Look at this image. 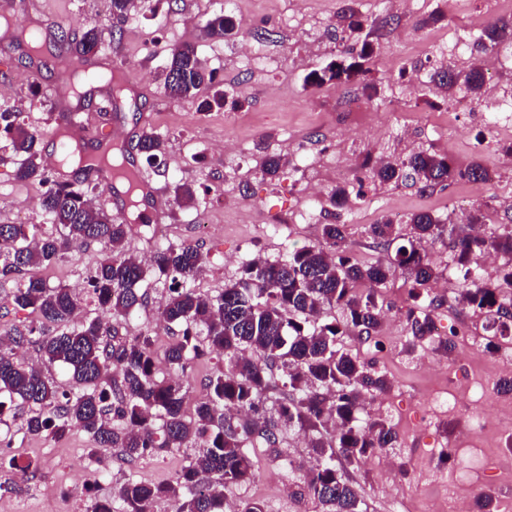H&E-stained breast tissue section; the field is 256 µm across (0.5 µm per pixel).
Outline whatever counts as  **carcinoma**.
Returning a JSON list of instances; mask_svg holds the SVG:
<instances>
[{
    "label": "carcinoma",
    "instance_id": "obj_1",
    "mask_svg": "<svg viewBox=\"0 0 512 512\" xmlns=\"http://www.w3.org/2000/svg\"><path fill=\"white\" fill-rule=\"evenodd\" d=\"M364 25L351 7L337 15L336 28L344 42L361 34ZM205 29L220 39L239 35L232 17L224 14L208 19ZM507 31L496 22L485 27L476 43L478 52L503 44ZM102 36L94 23L78 38L64 32L53 57L65 66L82 61L98 52ZM372 56L373 46L365 39L352 61L333 59L311 72L307 81L316 86L348 84L370 72L366 64ZM207 79L214 77H206L193 44L170 49L164 78L169 96L191 98ZM430 79L447 93L459 83L476 99L483 91L484 75L478 69L461 77L442 65ZM0 136L10 141L18 157V178L42 175L34 132L12 113L0 112ZM137 147L150 159L164 153V141L153 132L142 133ZM372 175L381 182L410 181L423 189L458 178L491 180L482 164L457 170L448 156L424 149L399 163H383ZM42 207L58 226V235L38 237L34 224H0V243L9 245L0 275L18 283L12 305L38 313L60 330L47 333L31 327L9 337L8 345L0 338V409L17 400L27 406L24 425L33 436L59 438L72 429L86 432L92 441L90 454L99 462L111 450L132 461L200 447L198 457L183 465L173 481L153 485L130 475L112 500L92 502L90 512H154L161 499L174 503L176 512H224V488L253 477L249 449L257 441L276 447L280 422L317 433L310 442L315 464L304 476L300 495L317 503L321 512H361L346 468L336 467V452L349 464L358 462L395 442L396 432L384 419L360 417L362 395L386 391L389 381L344 349L341 338L355 332L370 339L378 333L382 308L377 292L395 268L407 271L414 301L437 280L428 248L444 233L440 219L430 213L413 215L412 235L396 248L394 257L370 263L347 252L344 225L325 224L323 242L295 249L285 261L247 260L236 282L213 297H202L187 286L204 268L197 247L169 244L157 250L148 267L124 250L127 225L112 223L83 190L55 181ZM368 232L383 249L401 239L389 218L369 225ZM88 242H98L106 250V257L86 273L91 302L117 321H127L145 304L141 285L148 273L170 282L160 308L167 323L180 327L165 352L171 373L157 377L155 338L149 331L122 336L98 316L76 321L79 300L70 289L24 278L28 268L48 264ZM476 253L508 258L494 283L472 274ZM452 263L461 275L458 288L466 304L486 317V332L503 339L511 336L512 225L498 224L488 233L453 239ZM441 305L436 298L414 305L407 310V321L412 339L427 340L446 352L452 341L432 335V312ZM25 343L37 345L46 363L68 369L69 388L16 359L14 348ZM203 356L216 357L224 365L207 379L206 394L188 415L185 364ZM270 397L275 399V420L265 415L264 403ZM157 419L161 424L155 423Z\"/></svg>",
    "mask_w": 512,
    "mask_h": 512
}]
</instances>
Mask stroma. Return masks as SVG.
<instances>
[{"instance_id":"stroma-1","label":"stroma","mask_w":512,"mask_h":512,"mask_svg":"<svg viewBox=\"0 0 512 512\" xmlns=\"http://www.w3.org/2000/svg\"><path fill=\"white\" fill-rule=\"evenodd\" d=\"M32 2L40 19L51 20L56 31L78 36L88 22H98L108 32L101 56L110 65L138 72L145 94L123 95L109 113L104 106L111 92L103 84L93 87L89 106L59 100L52 93L59 69L50 63H30L21 49L10 47L0 50V90L8 92L0 101V112L16 113L20 123L38 132L41 164H49L53 153L47 137L53 115L67 108L77 119L129 130V138L113 136L102 140V147L124 145L127 156L166 195H173L176 183H188L194 199L174 204L169 241L197 244L210 255V263L191 282L201 296L215 295L234 281L242 260L260 256L280 261L297 248L320 243L323 225L336 217L345 226L351 254L366 262L381 256L368 228L385 217L406 233L412 214L428 212L443 219L449 202L463 204L468 211L487 202L493 223L512 224V169L488 148L481 125L452 111L463 90L447 94L427 81L428 74L443 63L464 73L476 66L486 80L498 82L512 97V69L505 65L511 48L463 57L449 53L455 39L475 40L489 22L511 18L512 0H142L134 21L114 18L111 0ZM348 6L374 20L372 41L383 47L370 63V77L381 88L374 100L364 95L359 79L340 88L332 83L320 87L306 83L310 71L341 49L334 26L337 15ZM439 11L444 20L428 23V16ZM217 14L232 16L241 38L274 60V68L257 72L236 53L235 41L205 35L206 21ZM185 41L195 45L207 69L216 71L225 87L232 89L241 101L239 107L201 109V101L212 95L206 85L191 99L166 94L163 70L168 53ZM405 70L422 71L424 81L414 86L404 83L401 73ZM354 103L370 104L374 123L337 125V114ZM144 113L152 116L149 131L166 144L165 164L158 169L149 167L136 148L135 133ZM405 126L413 129L420 148L448 155L461 170L482 163L490 169L492 181L458 179L447 188L423 191L408 183L370 178L366 186L376 198L373 207L334 208L329 194L337 186L336 175L325 164V155L344 152L357 166L370 157L402 155L405 148L397 135ZM300 147L310 165L296 169L289 161ZM268 155L286 160L283 173L275 177L263 173L261 163ZM14 159L6 140L0 138V224H35L40 234L55 232L41 208L46 183L38 177L18 179ZM313 179L321 185V213L317 223L304 224L298 216L305 204L301 190ZM97 206L113 223L127 224L125 248L139 253L150 226L137 222L136 211H125L120 194L99 197ZM203 219L208 226L202 230L198 223ZM451 253L448 240L430 251L439 273L430 294L443 301L432 318L443 328L466 322L469 342H455L447 354L425 341L411 343L406 319L410 281L401 269L378 292L384 314L378 335L369 341L356 336L342 339L344 348L372 362L375 371L388 378L384 404L371 409L370 415L388 421L397 433L394 446L348 469L365 512H431L445 493L436 472L461 464L469 454L486 461L473 476L471 498L492 492L494 512L503 502H512V480L502 476L503 470L512 469V424L491 435L473 434L475 417H491L500 410L496 384L505 375L503 360L488 345L483 316L461 308L455 299L457 283L448 269ZM101 256L102 247L96 242L84 245L77 254L63 255L51 266V284L80 291L88 268ZM16 286L14 280H0V336H12L42 322L38 314L10 304ZM451 395L458 402L454 415L431 414L437 399ZM1 431L8 433L12 445L0 450V457L26 456L33 466L24 474L0 467V512H12L19 496L46 487L81 489L84 479L95 471L101 478L94 497L110 500L127 475L167 483L192 455L191 449L183 448L128 464L110 454L98 464L89 453L87 433L75 429L60 439L35 437L25 433L8 411L0 415ZM280 434L282 447L251 449L254 476L250 481L225 488L229 512H237L239 505L249 501L261 502L266 512H292L293 504L284 491L299 488L313 454L304 433L284 428Z\"/></svg>"}]
</instances>
